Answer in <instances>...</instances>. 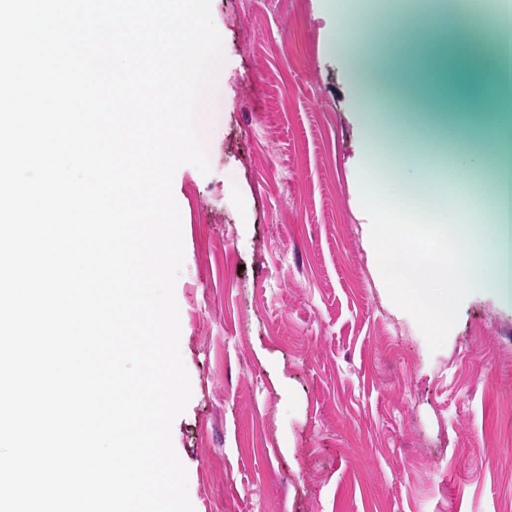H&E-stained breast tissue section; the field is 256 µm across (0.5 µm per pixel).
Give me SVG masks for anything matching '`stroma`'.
Listing matches in <instances>:
<instances>
[{
	"instance_id": "obj_1",
	"label": "stroma",
	"mask_w": 512,
	"mask_h": 512,
	"mask_svg": "<svg viewBox=\"0 0 512 512\" xmlns=\"http://www.w3.org/2000/svg\"><path fill=\"white\" fill-rule=\"evenodd\" d=\"M348 8L354 41L387 32L359 64L399 79L392 94L356 95L318 0H212L211 171L173 177L188 496L194 512H512V303L484 267L432 339L364 234L389 191L460 219L478 189L460 159L501 118L493 61L440 21L394 33L383 0ZM369 155L388 176L365 188Z\"/></svg>"
}]
</instances>
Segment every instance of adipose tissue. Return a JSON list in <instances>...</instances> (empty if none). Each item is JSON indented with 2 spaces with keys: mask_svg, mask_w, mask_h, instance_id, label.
I'll return each mask as SVG.
<instances>
[{
  "mask_svg": "<svg viewBox=\"0 0 512 512\" xmlns=\"http://www.w3.org/2000/svg\"><path fill=\"white\" fill-rule=\"evenodd\" d=\"M467 23L493 46L496 76L512 87V0H496L492 17H471ZM464 162L481 174L497 169L502 172L494 183L497 205L493 212L471 202L470 230H460L455 224H416L405 231L388 219L365 227L371 247L397 258L405 295L419 319L431 324L433 334L439 337L448 333L455 301L462 294L461 284L476 282L484 265L473 225L499 223L506 209L512 207V129L489 153L466 156ZM452 278L459 280V287H449Z\"/></svg>",
  "mask_w": 512,
  "mask_h": 512,
  "instance_id": "obj_1",
  "label": "adipose tissue"
}]
</instances>
